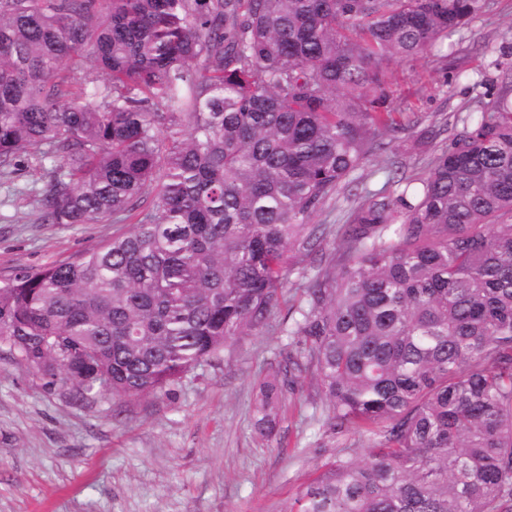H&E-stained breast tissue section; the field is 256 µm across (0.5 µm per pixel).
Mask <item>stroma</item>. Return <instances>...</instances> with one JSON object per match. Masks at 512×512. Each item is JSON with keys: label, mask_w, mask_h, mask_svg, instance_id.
<instances>
[{"label": "stroma", "mask_w": 512, "mask_h": 512, "mask_svg": "<svg viewBox=\"0 0 512 512\" xmlns=\"http://www.w3.org/2000/svg\"><path fill=\"white\" fill-rule=\"evenodd\" d=\"M387 68L395 111L423 123L475 111L485 84L512 69V0H493L445 45ZM417 131H392L354 179L381 189L390 165L426 168L436 149ZM41 154L20 171L0 173V279L99 247L121 224H42L36 193ZM357 197L342 193L313 214L326 225L323 245L339 252L336 227ZM278 310L266 332L228 345L165 393L76 402L67 387L0 349V512H282L298 487L339 449L359 453L365 438L331 435L324 399L310 378L286 392L273 435L255 429L256 386L287 358L290 338Z\"/></svg>", "instance_id": "obj_1"}]
</instances>
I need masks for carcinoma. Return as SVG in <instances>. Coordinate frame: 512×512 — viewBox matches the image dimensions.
<instances>
[{
    "label": "carcinoma",
    "mask_w": 512,
    "mask_h": 512,
    "mask_svg": "<svg viewBox=\"0 0 512 512\" xmlns=\"http://www.w3.org/2000/svg\"><path fill=\"white\" fill-rule=\"evenodd\" d=\"M490 0H0V171L43 157L45 224H123L0 280V346L83 399L169 390L286 302L257 385L269 437L303 376L356 431L285 512H512V84L420 175L309 223L398 124L386 67ZM157 189L152 204L141 197ZM359 202V196H349L347 192L340 193L328 200L326 204L310 218L311 224H325L327 227L323 245L328 253H336V268L341 253L339 242L336 240V224H345L350 210Z\"/></svg>",
    "instance_id": "cac0c4a2"
}]
</instances>
